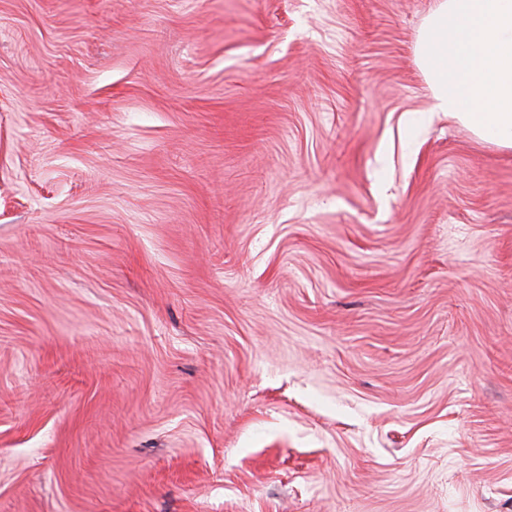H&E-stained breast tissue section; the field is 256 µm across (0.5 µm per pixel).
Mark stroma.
Returning <instances> with one entry per match:
<instances>
[{
	"instance_id": "obj_1",
	"label": "stroma",
	"mask_w": 512,
	"mask_h": 512,
	"mask_svg": "<svg viewBox=\"0 0 512 512\" xmlns=\"http://www.w3.org/2000/svg\"><path fill=\"white\" fill-rule=\"evenodd\" d=\"M434 0H0V512H512V150Z\"/></svg>"
}]
</instances>
